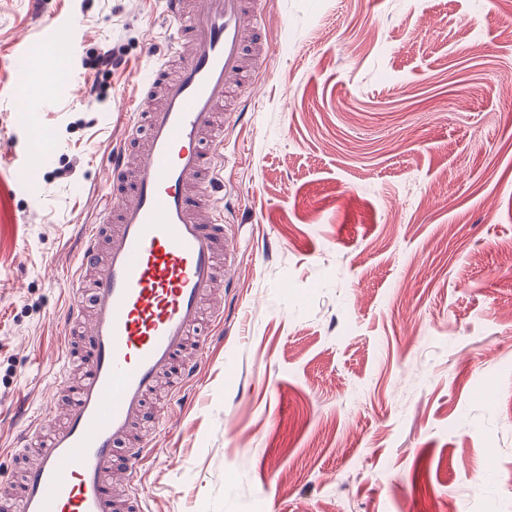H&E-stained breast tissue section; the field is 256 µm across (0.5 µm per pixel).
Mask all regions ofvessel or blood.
<instances>
[{
	"mask_svg": "<svg viewBox=\"0 0 512 512\" xmlns=\"http://www.w3.org/2000/svg\"><path fill=\"white\" fill-rule=\"evenodd\" d=\"M169 30L164 62L138 81L125 114L126 138L108 157V180L85 226L65 285L63 320L82 346V374L61 371V396L40 417L58 422L45 448L19 450V494H0L12 512H144L141 470L154 451L129 447L147 396L162 377L174 391L191 385L188 341L203 317L224 326L217 264L224 258V135L216 128L269 45L265 0H163ZM48 161L45 144L12 157L10 180L26 187L31 166Z\"/></svg>",
	"mask_w": 512,
	"mask_h": 512,
	"instance_id": "obj_1",
	"label": "vessel or blood"
}]
</instances>
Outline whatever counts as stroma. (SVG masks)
Wrapping results in <instances>:
<instances>
[{
	"label": "stroma",
	"instance_id": "obj_1",
	"mask_svg": "<svg viewBox=\"0 0 512 512\" xmlns=\"http://www.w3.org/2000/svg\"><path fill=\"white\" fill-rule=\"evenodd\" d=\"M267 7L224 127V340L149 401L151 512H512V0ZM50 16L76 24L48 41ZM167 25L161 0H0V144L51 152L0 206V449L53 402L78 227Z\"/></svg>",
	"mask_w": 512,
	"mask_h": 512
}]
</instances>
